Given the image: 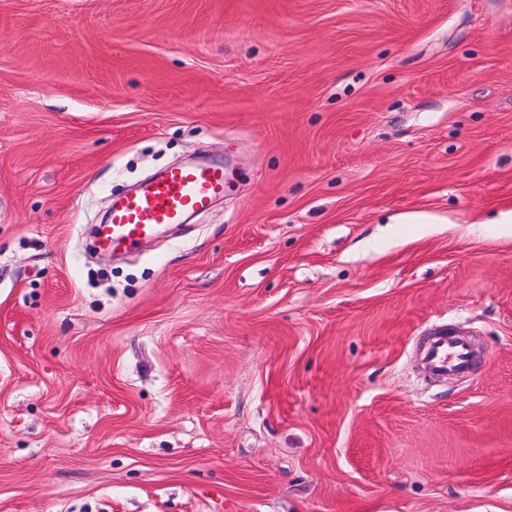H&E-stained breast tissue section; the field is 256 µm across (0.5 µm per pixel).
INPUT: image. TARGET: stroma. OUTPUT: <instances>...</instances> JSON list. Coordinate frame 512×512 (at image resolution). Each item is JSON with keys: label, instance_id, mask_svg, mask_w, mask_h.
Wrapping results in <instances>:
<instances>
[{"label": "stroma", "instance_id": "1", "mask_svg": "<svg viewBox=\"0 0 512 512\" xmlns=\"http://www.w3.org/2000/svg\"><path fill=\"white\" fill-rule=\"evenodd\" d=\"M510 211L512 0H0V512H512ZM224 163L172 165L134 193L116 197L106 221L93 225L98 249H135L161 228L183 224L190 214L207 212L230 186ZM427 369L433 373L468 375L474 370L472 351L462 337L438 334L432 336L424 350Z\"/></svg>", "mask_w": 512, "mask_h": 512}]
</instances>
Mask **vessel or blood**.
Masks as SVG:
<instances>
[{
	"label": "vessel or blood",
	"mask_w": 512,
	"mask_h": 512,
	"mask_svg": "<svg viewBox=\"0 0 512 512\" xmlns=\"http://www.w3.org/2000/svg\"><path fill=\"white\" fill-rule=\"evenodd\" d=\"M231 182L220 163L172 165L145 182L134 193L116 197L106 221L94 225L99 250L109 253L135 249L161 228L184 223L187 216L207 212L223 198ZM429 371L470 374L473 369L469 343L461 337L432 336L424 350Z\"/></svg>",
	"instance_id": "vessel-or-blood-1"
}]
</instances>
